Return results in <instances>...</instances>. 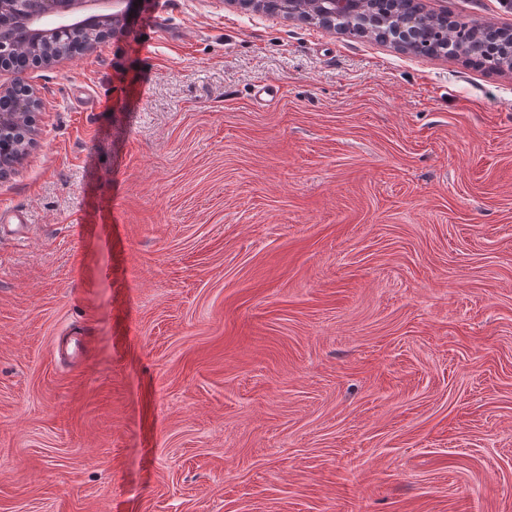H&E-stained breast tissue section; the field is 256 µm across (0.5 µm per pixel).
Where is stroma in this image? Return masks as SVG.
Here are the masks:
<instances>
[{"instance_id":"1","label":"stroma","mask_w":512,"mask_h":512,"mask_svg":"<svg viewBox=\"0 0 512 512\" xmlns=\"http://www.w3.org/2000/svg\"><path fill=\"white\" fill-rule=\"evenodd\" d=\"M125 26L25 73L0 512H512V74L237 0Z\"/></svg>"}]
</instances>
